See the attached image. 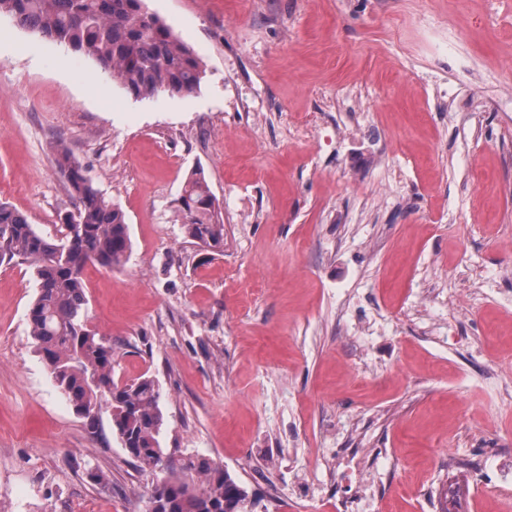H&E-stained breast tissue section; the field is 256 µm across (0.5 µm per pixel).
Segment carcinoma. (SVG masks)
<instances>
[{"label":"carcinoma","instance_id":"cac0c4a2","mask_svg":"<svg viewBox=\"0 0 512 512\" xmlns=\"http://www.w3.org/2000/svg\"><path fill=\"white\" fill-rule=\"evenodd\" d=\"M2 15L92 58L137 99L191 94L205 74L195 52L144 8V0H0ZM55 165L73 200L72 220H63L62 236H45L0 202V262L17 256L33 269L38 292L27 313L31 336L75 414L95 434L101 410L108 409L127 454L164 471L169 459L159 440L158 385L146 376L114 379L112 341L84 320L85 266L118 269L132 252L125 214L101 195L66 148L57 149ZM177 202L186 237L206 249L224 246L221 213L202 170L191 172ZM187 468L203 476V487L188 495L185 482L166 478L153 489L160 503L153 512H255L247 489L227 471L204 459Z\"/></svg>","mask_w":512,"mask_h":512}]
</instances>
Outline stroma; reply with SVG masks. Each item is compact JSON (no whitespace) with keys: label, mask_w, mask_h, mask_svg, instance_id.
<instances>
[{"label":"stroma","mask_w":512,"mask_h":512,"mask_svg":"<svg viewBox=\"0 0 512 512\" xmlns=\"http://www.w3.org/2000/svg\"><path fill=\"white\" fill-rule=\"evenodd\" d=\"M144 6L201 59L192 94L134 98L0 17V202L55 235L61 144L123 210L87 324L156 379L175 475L207 460L264 512H512V0ZM196 168L219 252L176 216ZM36 293L0 265V512H144L164 473L74 413ZM452 452L510 499H471Z\"/></svg>","instance_id":"stroma-1"}]
</instances>
